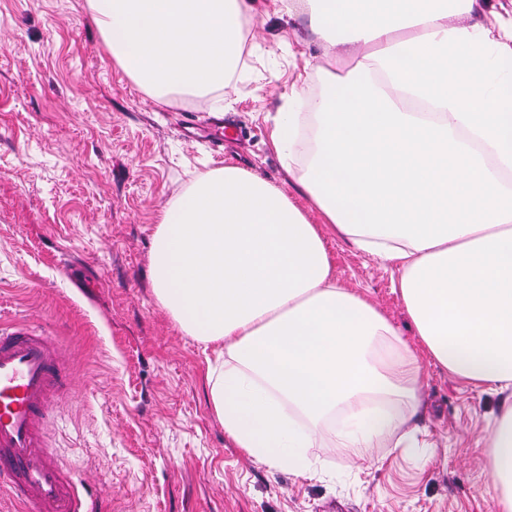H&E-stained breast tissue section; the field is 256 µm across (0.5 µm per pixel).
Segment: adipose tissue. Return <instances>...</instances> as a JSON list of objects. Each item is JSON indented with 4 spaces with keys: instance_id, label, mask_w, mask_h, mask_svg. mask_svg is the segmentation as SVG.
<instances>
[{
    "instance_id": "adipose-tissue-1",
    "label": "adipose tissue",
    "mask_w": 512,
    "mask_h": 512,
    "mask_svg": "<svg viewBox=\"0 0 512 512\" xmlns=\"http://www.w3.org/2000/svg\"><path fill=\"white\" fill-rule=\"evenodd\" d=\"M332 43L309 114L271 139L329 225L390 263L421 350L339 284L320 225L227 166L163 213L157 301L214 357L210 402L254 462L311 473V449L411 448L423 357L503 394L481 450L490 512H512V21L475 0H280ZM113 59L158 99L229 85L248 0H91ZM367 46L353 60L355 45ZM476 7L470 17H464V24H488L496 17L510 21L512 17V0H477Z\"/></svg>"
}]
</instances>
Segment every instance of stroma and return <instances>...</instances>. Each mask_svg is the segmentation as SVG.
<instances>
[{
  "label": "stroma",
  "instance_id": "stroma-1",
  "mask_svg": "<svg viewBox=\"0 0 512 512\" xmlns=\"http://www.w3.org/2000/svg\"><path fill=\"white\" fill-rule=\"evenodd\" d=\"M250 2L242 76L162 103L113 59L89 0H0V321L75 350L52 447L97 512H488L478 449L499 396L429 363L414 452L316 448L309 476L270 470L226 440L203 348L154 295L161 214L235 165L320 225L337 281L417 341L391 265L322 224L271 144L288 94L304 89L306 111L335 49L279 0Z\"/></svg>",
  "mask_w": 512,
  "mask_h": 512
}]
</instances>
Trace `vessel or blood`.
Listing matches in <instances>:
<instances>
[{
    "mask_svg": "<svg viewBox=\"0 0 512 512\" xmlns=\"http://www.w3.org/2000/svg\"><path fill=\"white\" fill-rule=\"evenodd\" d=\"M68 358L38 325L0 329V489L19 512H93L48 443L54 408L74 385Z\"/></svg>",
    "mask_w": 512,
    "mask_h": 512,
    "instance_id": "obj_1",
    "label": "vessel or blood"
}]
</instances>
